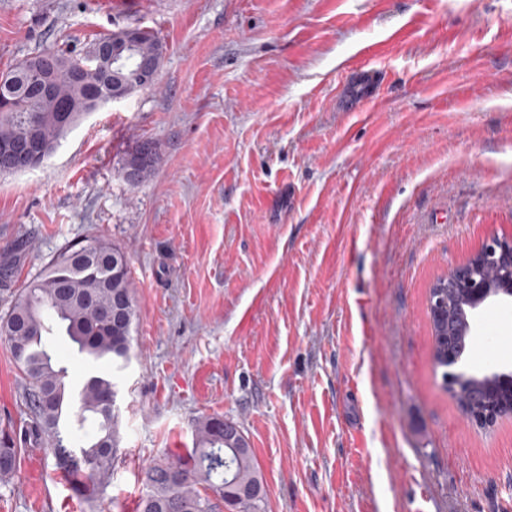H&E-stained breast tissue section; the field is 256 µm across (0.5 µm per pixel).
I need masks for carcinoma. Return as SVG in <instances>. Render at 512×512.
I'll return each instance as SVG.
<instances>
[{
	"mask_svg": "<svg viewBox=\"0 0 512 512\" xmlns=\"http://www.w3.org/2000/svg\"><path fill=\"white\" fill-rule=\"evenodd\" d=\"M137 61L147 57L161 63L164 45L151 31L138 39ZM63 71L48 98L27 97L25 107L0 101V173L15 172L11 150L21 141L58 143L67 133L63 112L78 110L87 94L101 85L100 72L81 69L80 79L65 74L80 57L54 53ZM140 142L124 169L135 168L128 179L138 183L154 168L158 151L138 161ZM80 255L76 247L52 258L25 288L7 312L0 316V337L8 342L25 384L24 434L13 426H0V483L6 485L17 471L23 447L28 443L50 448L57 468L70 480L74 492L85 502L99 499L112 482V460L119 450L120 433L116 412L117 384L113 372L126 367L136 306L130 288L126 254L102 240L86 244ZM93 264L98 279L89 280L84 268ZM432 359L442 369L443 389L460 410H473L471 400L482 388V376L462 371L448 380L444 359L448 350L463 357L471 335L462 332L458 321L446 314H432ZM64 333L78 352L95 368L78 389L77 404L66 396L67 368L50 351L46 337ZM145 493L139 512H217L215 500L230 499L237 487L253 494L233 500L236 512H266L263 477L252 448L240 432L224 438V419L208 416L195 428V448L188 458L162 456L141 470Z\"/></svg>",
	"mask_w": 512,
	"mask_h": 512,
	"instance_id": "carcinoma-1",
	"label": "carcinoma"
}]
</instances>
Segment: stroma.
Returning <instances> with one entry per match:
<instances>
[{
    "instance_id": "obj_1",
    "label": "stroma",
    "mask_w": 512,
    "mask_h": 512,
    "mask_svg": "<svg viewBox=\"0 0 512 512\" xmlns=\"http://www.w3.org/2000/svg\"><path fill=\"white\" fill-rule=\"evenodd\" d=\"M131 27L165 46L155 85L0 174V315L66 246L130 260L112 483L84 503L27 447L0 512H136L207 416L246 437L267 512H512V418L465 420L427 313L512 235V0H0V72ZM23 394L0 338V420ZM153 144L155 146L154 151L148 156V158L144 161H141L138 163L137 159V153L140 151V148L147 144ZM159 158V153L157 150L156 145L149 140H144L140 142L134 152L130 155V158L127 160L126 165L124 166L125 171L131 167H133V164H137L138 166L135 168V176L132 178H126V180L131 184L138 183L142 178H144L151 170L154 168L155 164L157 163Z\"/></svg>"
}]
</instances>
